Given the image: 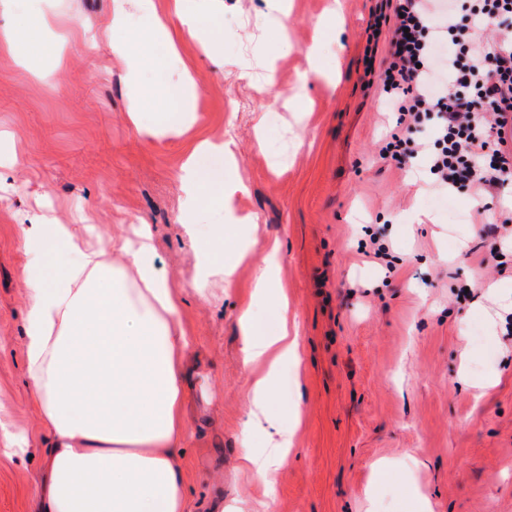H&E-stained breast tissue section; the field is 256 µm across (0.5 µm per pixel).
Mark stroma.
<instances>
[{
    "label": "stroma",
    "mask_w": 512,
    "mask_h": 512,
    "mask_svg": "<svg viewBox=\"0 0 512 512\" xmlns=\"http://www.w3.org/2000/svg\"><path fill=\"white\" fill-rule=\"evenodd\" d=\"M331 2L290 0L281 34L265 0H215L223 69L191 42L179 57L155 58L159 69L188 68L198 85L191 131L162 141L129 124L123 64L107 45L90 52L77 38L82 24L102 22L101 0H60V17L27 47L28 66L0 54V129L26 158L0 195V421L28 443L22 457L0 447V512H32L45 434L24 359L19 216L47 201L68 223L79 200L102 240L150 225L160 274L187 288L181 320L209 376L206 396L187 404L182 449L194 512H208L219 492L238 512H414L413 489L433 512H512V238L487 235L471 190L451 191L449 208H436L428 172L381 158L396 114L368 81L363 55L384 0H341L345 25L324 37L323 64L336 78L304 79L306 46ZM258 43L273 63L264 90L238 66ZM269 104L279 122L261 147L254 126ZM215 136L237 145L248 191L235 212L254 216L257 229L232 282L211 278L199 295L189 289L195 248L181 225L180 175L193 142ZM375 237L389 259L373 255ZM274 242L302 352L299 370L279 378L282 416L301 423L264 497L242 467L264 438L243 434L241 317L272 318L250 301L257 262ZM465 368L475 379L494 373L493 386L477 393ZM382 460L401 461L404 474L372 481Z\"/></svg>",
    "instance_id": "stroma-1"
}]
</instances>
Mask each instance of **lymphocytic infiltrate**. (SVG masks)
<instances>
[{"instance_id": "f902f5d3", "label": "lymphocytic infiltrate", "mask_w": 512, "mask_h": 512, "mask_svg": "<svg viewBox=\"0 0 512 512\" xmlns=\"http://www.w3.org/2000/svg\"><path fill=\"white\" fill-rule=\"evenodd\" d=\"M382 87L398 131L383 154L424 159L438 187L487 194L512 185V40L491 38L512 25V0H397ZM434 117L432 143L409 134Z\"/></svg>"}]
</instances>
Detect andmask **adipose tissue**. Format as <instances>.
<instances>
[{"label": "adipose tissue", "instance_id": "ef3b65f1", "mask_svg": "<svg viewBox=\"0 0 512 512\" xmlns=\"http://www.w3.org/2000/svg\"><path fill=\"white\" fill-rule=\"evenodd\" d=\"M125 2L108 0L103 25L81 28L79 35L85 42L107 41L135 83L152 61L151 39L126 33ZM135 2L152 39L173 48L208 25L196 0H169L164 11L156 0ZM20 9V0H0V51L13 55L32 35L18 18ZM143 107L141 99L128 100L127 114L148 140L184 136L195 123L187 112L151 115ZM205 155L234 161L236 144L204 138L192 145L180 175L189 235L214 208L227 225L243 222L233 199L244 184L201 167ZM20 233L27 273L24 355L47 444L34 512H192L179 460L190 429L187 402L206 392L208 377L189 352L180 320L183 292L159 273L149 230L105 243L87 217L63 224L44 203ZM246 246L220 234L200 243L194 291L203 293L214 275L232 281ZM279 257V246L267 251L252 289L255 303L275 305L274 327L243 323V363L254 373L245 431H261L266 439L264 450L245 453L243 462L264 485L293 447L294 430L277 410L279 373L301 363L276 279Z\"/></svg>", "mask_w": 512, "mask_h": 512}]
</instances>
